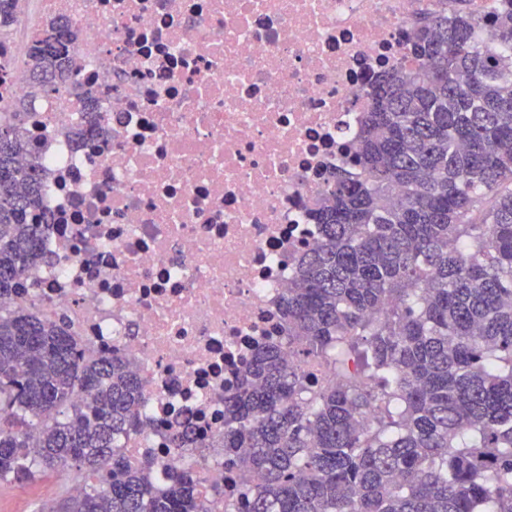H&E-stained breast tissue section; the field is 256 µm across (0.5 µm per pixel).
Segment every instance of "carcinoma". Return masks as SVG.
<instances>
[{"mask_svg":"<svg viewBox=\"0 0 512 512\" xmlns=\"http://www.w3.org/2000/svg\"><path fill=\"white\" fill-rule=\"evenodd\" d=\"M457 2L451 20L416 19L410 65L382 75L362 117L358 176L327 182L321 240L282 304L300 357L265 346L224 394L240 512H512V0L485 20ZM15 3L0 0V29ZM77 33L62 17L30 46L29 97L71 78ZM25 109L0 111V298L42 259L51 220ZM308 357L354 382L310 394ZM142 395L65 317L0 309V483L70 469L104 480L48 512H203L193 471L160 489L116 447ZM378 402L366 434L357 419Z\"/></svg>","mask_w":512,"mask_h":512,"instance_id":"1","label":"carcinoma"}]
</instances>
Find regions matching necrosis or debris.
<instances>
[{"label": "necrosis or debris", "instance_id": "obj_1", "mask_svg": "<svg viewBox=\"0 0 512 512\" xmlns=\"http://www.w3.org/2000/svg\"><path fill=\"white\" fill-rule=\"evenodd\" d=\"M456 0H20L0 37V102L27 97L21 67L54 16L80 29L76 79L32 100L24 127L48 170L42 260L11 307L66 316L97 355L144 385L133 463L192 469L208 512H232L224 392L259 347L287 345L281 302L329 173L343 166L377 75L403 61L427 5ZM195 435L171 437L184 419Z\"/></svg>", "mask_w": 512, "mask_h": 512}]
</instances>
